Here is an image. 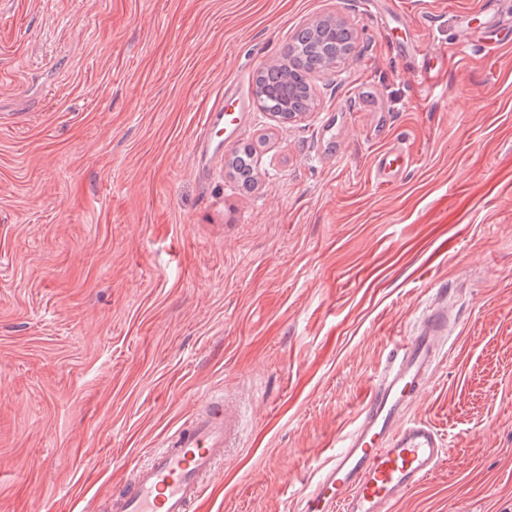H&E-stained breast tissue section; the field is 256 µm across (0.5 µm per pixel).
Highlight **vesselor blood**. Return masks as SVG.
<instances>
[{
    "label": "vessel or blood",
    "mask_w": 512,
    "mask_h": 512,
    "mask_svg": "<svg viewBox=\"0 0 512 512\" xmlns=\"http://www.w3.org/2000/svg\"><path fill=\"white\" fill-rule=\"evenodd\" d=\"M248 113L249 91L241 80L206 114L197 148L199 175H207ZM412 163L401 148L377 153L375 178L393 185ZM451 321L447 294L439 292L411 336L387 352L352 429L300 493L297 512H392L436 469L446 453L444 440L430 424L411 418L409 410L434 374ZM247 424L241 395H208L191 421L151 449L132 478L112 494L108 512H196L205 482L239 447Z\"/></svg>",
    "instance_id": "1"
}]
</instances>
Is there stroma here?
Wrapping results in <instances>:
<instances>
[{
    "mask_svg": "<svg viewBox=\"0 0 512 512\" xmlns=\"http://www.w3.org/2000/svg\"><path fill=\"white\" fill-rule=\"evenodd\" d=\"M388 2L409 27L369 0H0V512H106L214 391L250 422L197 512H295L443 289L410 414L447 453L393 512H512V28L490 54L458 32L512 0ZM336 15L356 45L309 113L254 112L200 180L206 105ZM396 146L416 164L380 185ZM253 158V148L250 145H244L235 152L229 166L239 177L249 181L254 176Z\"/></svg>",
    "mask_w": 512,
    "mask_h": 512,
    "instance_id": "stroma-1",
    "label": "stroma"
}]
</instances>
